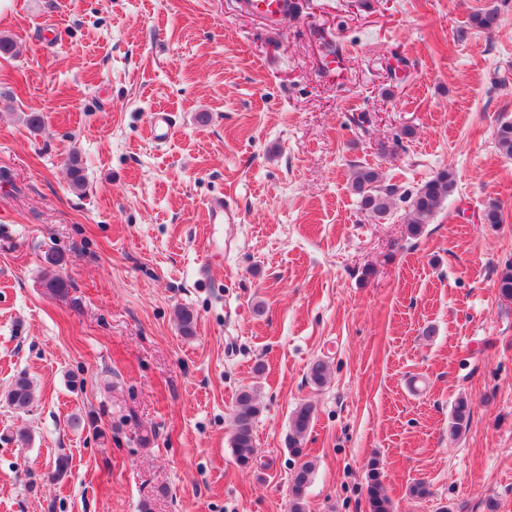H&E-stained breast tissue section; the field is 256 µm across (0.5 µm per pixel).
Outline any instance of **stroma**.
Listing matches in <instances>:
<instances>
[{"label": "stroma", "mask_w": 512, "mask_h": 512, "mask_svg": "<svg viewBox=\"0 0 512 512\" xmlns=\"http://www.w3.org/2000/svg\"><path fill=\"white\" fill-rule=\"evenodd\" d=\"M299 2L271 24L240 0H0L16 45L0 54V512H288L305 459L307 512H368L374 458L394 512H512V157L494 136L512 121V0ZM492 8L488 34L472 16ZM356 165L398 186L385 219L352 191ZM442 170L455 189L411 236ZM222 194L238 223L212 225ZM20 375L23 412L5 402ZM244 389L261 407L248 469L231 444ZM455 187V178L452 172L442 170L427 180L415 193L410 218L408 220L409 232L416 237L422 232L425 224L441 207L445 199ZM34 398L32 381L26 376H18L5 395L8 406L17 411L26 410ZM471 405L467 398H459L452 410L451 422L448 425V433L452 439L457 438L467 426L470 420ZM314 418V408L309 403L299 404L291 416V433L288 437L290 452L298 457L303 455L302 443Z\"/></svg>", "instance_id": "35a3bbf8"}]
</instances>
